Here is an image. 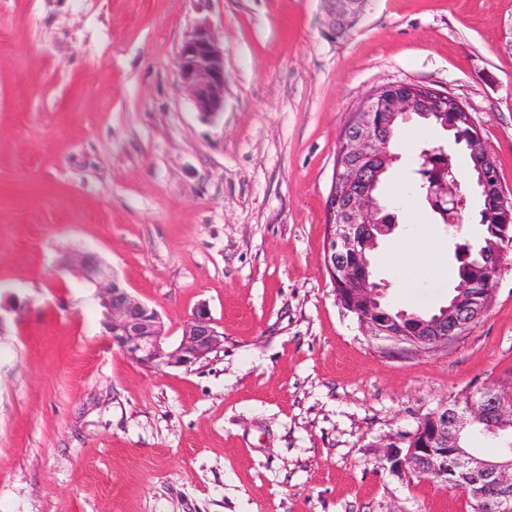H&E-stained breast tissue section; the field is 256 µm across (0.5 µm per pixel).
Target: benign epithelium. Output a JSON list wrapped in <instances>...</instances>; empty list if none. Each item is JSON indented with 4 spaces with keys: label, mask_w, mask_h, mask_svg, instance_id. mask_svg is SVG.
Listing matches in <instances>:
<instances>
[{
    "label": "benign epithelium",
    "mask_w": 512,
    "mask_h": 512,
    "mask_svg": "<svg viewBox=\"0 0 512 512\" xmlns=\"http://www.w3.org/2000/svg\"><path fill=\"white\" fill-rule=\"evenodd\" d=\"M332 31L345 33L361 13L366 0H329ZM180 85L196 109L206 116L224 111V49L208 23L201 22L184 37L177 56ZM447 108L460 116L472 130V157L480 170L481 196L488 207L502 215V243L488 250L485 264L500 267L507 246L512 244V197L501 186L496 161L485 146L470 112L456 98L417 84H384L374 89L352 113L340 138L331 189L327 199L324 267L336 286V297L370 336L405 344L418 352L445 347L462 335L487 310L492 292L474 290L462 283L454 302L424 321L405 324L381 310L378 289L371 287L362 260L371 239L368 231L377 224L380 209L366 184L372 166L386 160L389 127L394 117L406 119L416 113ZM429 197L440 209L453 214L465 207L457 194L458 183L444 172L428 184ZM82 277L99 290L106 328L116 346L131 360L147 369L190 368L221 349L223 340L214 326L208 307L194 309L179 336L165 329L160 313L132 296L114 276L106 275L101 264L80 257ZM482 420L498 433L512 429V391L498 388L470 400L463 409L443 404L426 416L411 435L408 454L396 443L385 445L382 460L390 472L431 474L435 482L455 485L462 477L465 492L482 502L495 497L498 512H512V452L496 460L480 458L457 447L460 431Z\"/></svg>",
    "instance_id": "obj_1"
}]
</instances>
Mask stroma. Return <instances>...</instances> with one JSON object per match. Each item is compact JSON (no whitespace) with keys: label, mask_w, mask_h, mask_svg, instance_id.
<instances>
[{"label":"stroma","mask_w":512,"mask_h":512,"mask_svg":"<svg viewBox=\"0 0 512 512\" xmlns=\"http://www.w3.org/2000/svg\"><path fill=\"white\" fill-rule=\"evenodd\" d=\"M201 22L224 48L213 118L175 65ZM388 83L459 100L512 196V0H367L336 39L326 0H0V512H471L381 447L512 388V249L483 316L429 353L367 336L323 265L341 133ZM418 125L398 130L374 279L429 314L458 263L406 189L420 147L450 141ZM417 229L447 275L407 288L381 256ZM87 253L173 335L207 304L223 351L130 360Z\"/></svg>","instance_id":"stroma-1"}]
</instances>
